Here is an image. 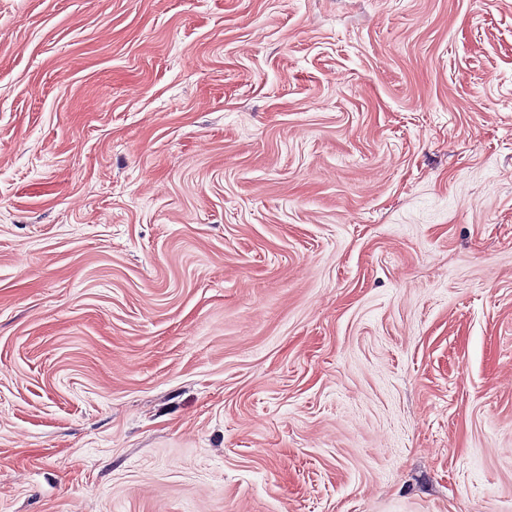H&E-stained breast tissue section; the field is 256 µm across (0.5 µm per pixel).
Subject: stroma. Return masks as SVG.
I'll return each instance as SVG.
<instances>
[{"mask_svg": "<svg viewBox=\"0 0 512 512\" xmlns=\"http://www.w3.org/2000/svg\"><path fill=\"white\" fill-rule=\"evenodd\" d=\"M0 512H512V0H0Z\"/></svg>", "mask_w": 512, "mask_h": 512, "instance_id": "1", "label": "stroma"}]
</instances>
